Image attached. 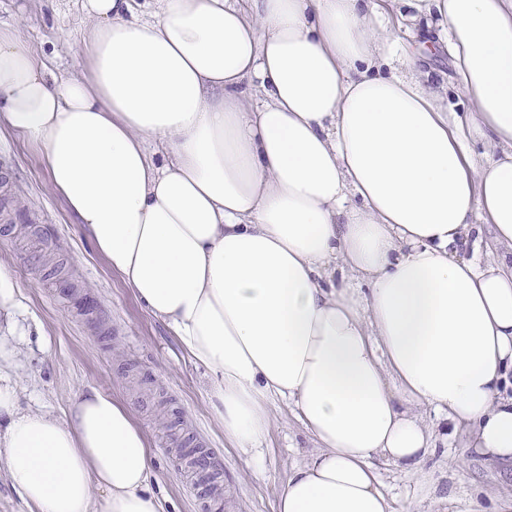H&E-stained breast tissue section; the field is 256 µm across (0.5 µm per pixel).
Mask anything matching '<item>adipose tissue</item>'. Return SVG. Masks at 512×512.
<instances>
[{
	"instance_id": "1",
	"label": "adipose tissue",
	"mask_w": 512,
	"mask_h": 512,
	"mask_svg": "<svg viewBox=\"0 0 512 512\" xmlns=\"http://www.w3.org/2000/svg\"><path fill=\"white\" fill-rule=\"evenodd\" d=\"M397 2L84 0L87 72L68 79L0 33V118L208 370L225 436L255 449L279 399L314 439L277 512H395L375 458L414 466L461 434L512 473V0H408L470 105L454 121ZM21 291L0 266L13 488L36 512H161L126 405L21 407Z\"/></svg>"
}]
</instances>
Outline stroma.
<instances>
[{
	"mask_svg": "<svg viewBox=\"0 0 512 512\" xmlns=\"http://www.w3.org/2000/svg\"><path fill=\"white\" fill-rule=\"evenodd\" d=\"M91 24L82 0H0V30L21 36L58 76L85 67L77 51ZM0 264L22 282L17 316L20 403L69 413L97 390L128 406L152 454L151 490L165 512H275L292 469L316 444L285 402L259 453L224 436L205 395L207 374L171 330L97 252L53 192L36 143L0 123ZM465 436L438 445L416 466L377 468L395 508L410 512H512V477L472 461ZM208 454L214 477L199 479L187 452Z\"/></svg>",
	"mask_w": 512,
	"mask_h": 512,
	"instance_id": "35a3bbf8",
	"label": "stroma"
}]
</instances>
